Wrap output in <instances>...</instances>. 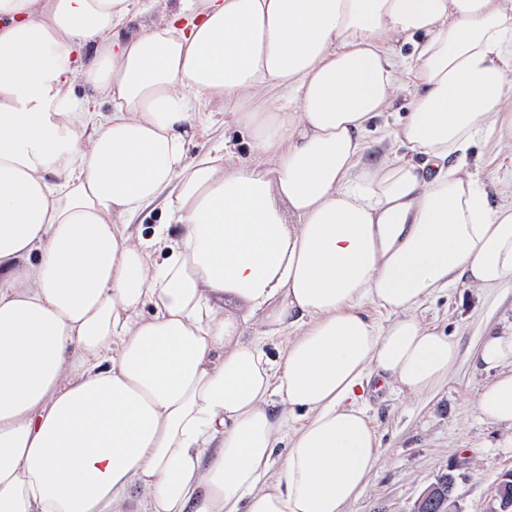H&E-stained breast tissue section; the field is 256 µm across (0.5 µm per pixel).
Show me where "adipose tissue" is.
Listing matches in <instances>:
<instances>
[{"instance_id":"adipose-tissue-1","label":"adipose tissue","mask_w":512,"mask_h":512,"mask_svg":"<svg viewBox=\"0 0 512 512\" xmlns=\"http://www.w3.org/2000/svg\"><path fill=\"white\" fill-rule=\"evenodd\" d=\"M133 7L0 0V512H341L377 460L360 389L458 360L425 301L512 286V203L465 168L512 145V0ZM398 42L419 159L364 167ZM211 106L250 160L189 156ZM473 364L512 428V331Z\"/></svg>"}]
</instances>
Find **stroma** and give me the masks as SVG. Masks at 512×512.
<instances>
[{
  "label": "stroma",
  "instance_id": "stroma-1",
  "mask_svg": "<svg viewBox=\"0 0 512 512\" xmlns=\"http://www.w3.org/2000/svg\"><path fill=\"white\" fill-rule=\"evenodd\" d=\"M414 90V74L402 72L391 109L367 136L364 164L403 156V149L383 140L382 130L407 111ZM469 162L478 169L490 205L512 203L511 148L482 142ZM421 317L458 344L459 360L448 382L431 395L401 393L390 386L370 393L367 413L379 441L378 460L343 512H414L422 493L444 473L455 478L459 512H487L497 484L512 472V428L476 412V396L492 376L475 370L471 361L486 330L512 326V288L492 298L474 288H452L429 300Z\"/></svg>",
  "mask_w": 512,
  "mask_h": 512
}]
</instances>
